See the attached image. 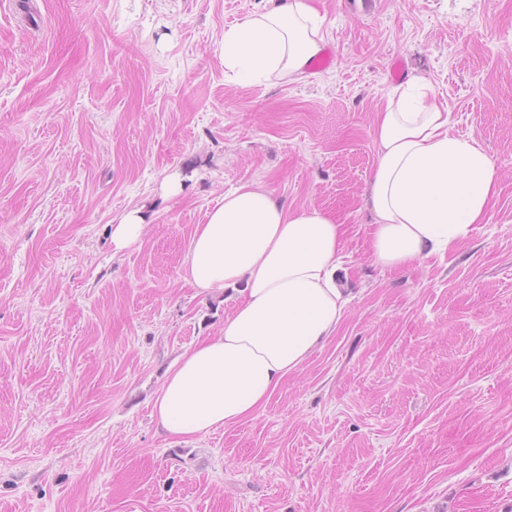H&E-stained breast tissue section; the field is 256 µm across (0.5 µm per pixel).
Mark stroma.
I'll list each match as a JSON object with an SVG mask.
<instances>
[{"instance_id": "1", "label": "stroma", "mask_w": 512, "mask_h": 512, "mask_svg": "<svg viewBox=\"0 0 512 512\" xmlns=\"http://www.w3.org/2000/svg\"><path fill=\"white\" fill-rule=\"evenodd\" d=\"M260 4L0 0V512H512V0H321L334 65L242 84L219 38ZM398 58L498 188L444 259L385 270L368 183ZM249 181L344 224L351 299L264 407L170 438L166 375L235 304L183 258ZM145 218L140 208H133L112 224V249L120 252L136 242L143 230Z\"/></svg>"}]
</instances>
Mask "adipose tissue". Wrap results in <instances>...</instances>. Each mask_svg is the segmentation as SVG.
I'll use <instances>...</instances> for the list:
<instances>
[{"instance_id":"adipose-tissue-1","label":"adipose tissue","mask_w":512,"mask_h":512,"mask_svg":"<svg viewBox=\"0 0 512 512\" xmlns=\"http://www.w3.org/2000/svg\"><path fill=\"white\" fill-rule=\"evenodd\" d=\"M327 30L315 0H262L224 30L221 56L243 83L301 79ZM449 124L432 86L415 77L377 112L368 187L375 264L396 269L445 256L484 222L495 164ZM344 234L327 212L289 209L262 182L225 192L196 226L182 268L192 287L237 290L236 305L217 335L179 357L156 398L153 415L168 436L187 440L252 415L332 336L349 302Z\"/></svg>"}]
</instances>
